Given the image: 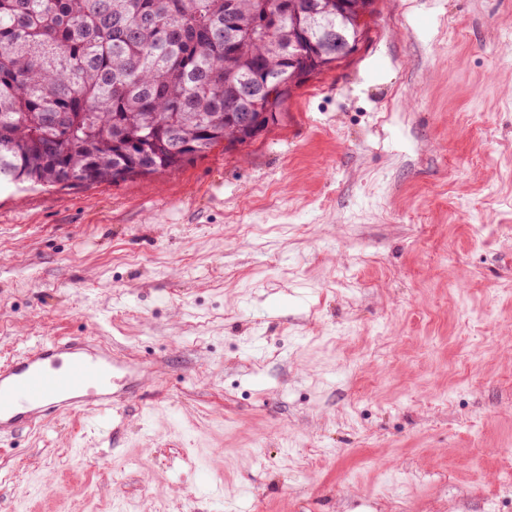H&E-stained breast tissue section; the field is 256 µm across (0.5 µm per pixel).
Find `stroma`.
<instances>
[{
  "mask_svg": "<svg viewBox=\"0 0 512 512\" xmlns=\"http://www.w3.org/2000/svg\"><path fill=\"white\" fill-rule=\"evenodd\" d=\"M128 358L0 440V512H512V0H376L277 125L0 186V363Z\"/></svg>",
  "mask_w": 512,
  "mask_h": 512,
  "instance_id": "obj_1",
  "label": "stroma"
}]
</instances>
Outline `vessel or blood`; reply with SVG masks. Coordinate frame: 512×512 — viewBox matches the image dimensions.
Wrapping results in <instances>:
<instances>
[{
  "label": "vessel or blood",
  "instance_id": "1",
  "mask_svg": "<svg viewBox=\"0 0 512 512\" xmlns=\"http://www.w3.org/2000/svg\"><path fill=\"white\" fill-rule=\"evenodd\" d=\"M125 364L110 346L70 337L46 339L0 365V438L63 411L112 412V373Z\"/></svg>",
  "mask_w": 512,
  "mask_h": 512
}]
</instances>
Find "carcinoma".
Returning <instances> with one entry per match:
<instances>
[{
    "mask_svg": "<svg viewBox=\"0 0 512 512\" xmlns=\"http://www.w3.org/2000/svg\"><path fill=\"white\" fill-rule=\"evenodd\" d=\"M346 2L0 0V185L114 182L253 141L360 50L375 0Z\"/></svg>",
    "mask_w": 512,
    "mask_h": 512,
    "instance_id": "1",
    "label": "carcinoma"
}]
</instances>
